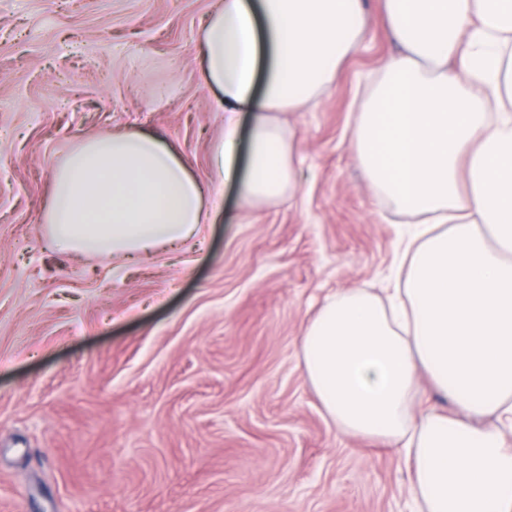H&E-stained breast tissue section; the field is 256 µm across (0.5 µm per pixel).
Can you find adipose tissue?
<instances>
[{
	"mask_svg": "<svg viewBox=\"0 0 512 512\" xmlns=\"http://www.w3.org/2000/svg\"><path fill=\"white\" fill-rule=\"evenodd\" d=\"M381 18L396 51L350 137L375 192L429 221L402 242L390 307L361 288L322 304L304 373L338 430L403 457L411 512H512V0H383ZM366 24L361 0H218L198 41L224 113L217 200L228 183L251 204L290 192L297 145L273 115L317 100ZM218 210L176 145L129 128L66 155L43 222L59 252L132 258Z\"/></svg>",
	"mask_w": 512,
	"mask_h": 512,
	"instance_id": "obj_1",
	"label": "adipose tissue"
}]
</instances>
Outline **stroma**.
I'll list each match as a JSON object with an SVG mask.
<instances>
[{"label":"stroma","mask_w":512,"mask_h":512,"mask_svg":"<svg viewBox=\"0 0 512 512\" xmlns=\"http://www.w3.org/2000/svg\"><path fill=\"white\" fill-rule=\"evenodd\" d=\"M326 95L276 113L289 196L233 187L214 223L139 259L62 254L41 222L82 137L160 134L209 183L224 131L195 42L216 0H0V512H406L391 448L339 432L300 340L326 298H385L414 221L348 131L395 50L381 0Z\"/></svg>","instance_id":"35a3bbf8"}]
</instances>
